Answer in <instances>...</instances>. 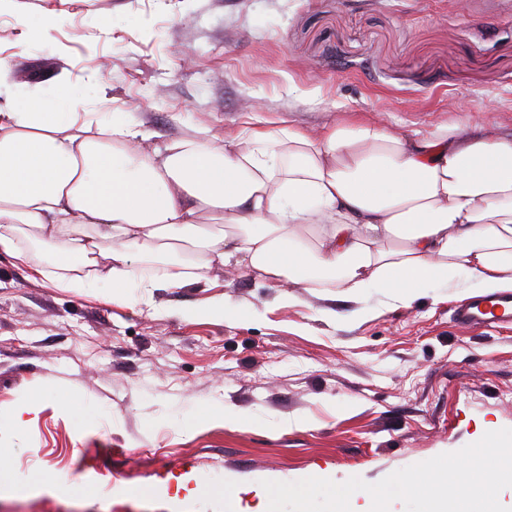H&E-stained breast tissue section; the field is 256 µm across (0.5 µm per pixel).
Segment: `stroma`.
<instances>
[{
  "label": "stroma",
  "mask_w": 512,
  "mask_h": 512,
  "mask_svg": "<svg viewBox=\"0 0 512 512\" xmlns=\"http://www.w3.org/2000/svg\"><path fill=\"white\" fill-rule=\"evenodd\" d=\"M56 9L54 47L15 40L0 103L91 83L84 108L138 106L165 141L235 132L247 112L309 131L359 114L410 134L452 124L512 132V0H27ZM296 295L292 305L282 293ZM458 276L408 307L370 289L365 316L344 289L278 284L228 268L158 289L148 302L57 288L0 254V414L28 410L0 439L10 473L57 476L0 496V512H230L185 477L244 488L307 477L375 483L512 428V321L457 325L480 295ZM235 322L185 318L217 296ZM336 312L327 320L323 310ZM224 404L240 422L196 418ZM73 474L93 489L76 494Z\"/></svg>",
  "instance_id": "obj_1"
}]
</instances>
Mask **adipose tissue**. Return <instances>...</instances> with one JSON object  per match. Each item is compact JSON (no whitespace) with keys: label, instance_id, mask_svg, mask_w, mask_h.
Returning <instances> with one entry per match:
<instances>
[{"label":"adipose tissue","instance_id":"1","mask_svg":"<svg viewBox=\"0 0 512 512\" xmlns=\"http://www.w3.org/2000/svg\"><path fill=\"white\" fill-rule=\"evenodd\" d=\"M78 104L62 77L0 104V252L54 285L102 272L137 301L233 266L359 303L378 285L408 306L460 272L512 292V134L248 121L160 146L135 113Z\"/></svg>","mask_w":512,"mask_h":512}]
</instances>
